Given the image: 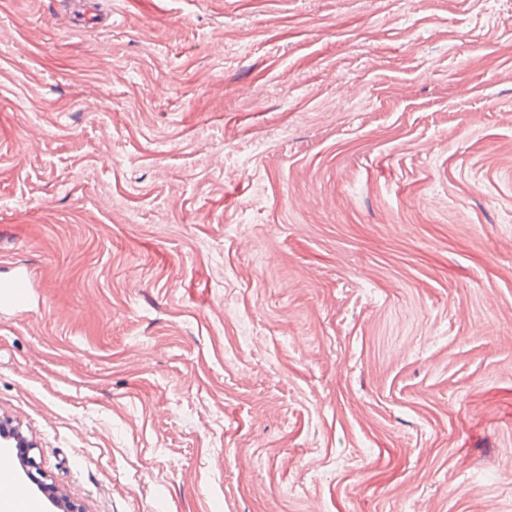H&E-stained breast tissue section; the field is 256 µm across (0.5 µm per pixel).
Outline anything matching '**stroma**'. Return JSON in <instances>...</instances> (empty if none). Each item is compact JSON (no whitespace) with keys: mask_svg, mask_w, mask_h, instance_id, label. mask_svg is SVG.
Segmentation results:
<instances>
[{"mask_svg":"<svg viewBox=\"0 0 512 512\" xmlns=\"http://www.w3.org/2000/svg\"><path fill=\"white\" fill-rule=\"evenodd\" d=\"M93 7L0 0L39 512H512V12Z\"/></svg>","mask_w":512,"mask_h":512,"instance_id":"obj_1","label":"stroma"}]
</instances>
